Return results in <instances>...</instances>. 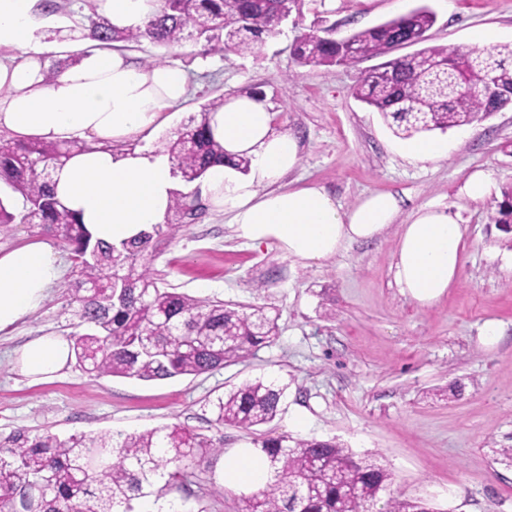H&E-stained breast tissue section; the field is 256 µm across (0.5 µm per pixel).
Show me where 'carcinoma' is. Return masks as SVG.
I'll list each match as a JSON object with an SVG mask.
<instances>
[{
    "instance_id": "1",
    "label": "carcinoma",
    "mask_w": 512,
    "mask_h": 512,
    "mask_svg": "<svg viewBox=\"0 0 512 512\" xmlns=\"http://www.w3.org/2000/svg\"><path fill=\"white\" fill-rule=\"evenodd\" d=\"M302 0H161L143 26L119 31L95 15L84 39L86 53L114 42L147 41L168 50L205 41L211 49L251 50L276 33L282 14L300 11ZM435 14L421 6L340 40L303 33L292 56L304 66H354L385 55L388 47L425 34ZM433 59L441 72L430 74ZM512 44L492 51L429 46L383 62L387 79L367 73L356 97L378 112L400 138L469 126L512 104ZM495 95L480 90L486 69ZM473 91L459 94L454 86ZM223 99L201 107L174 136L159 142L187 183L202 179L224 162V147L210 133L208 116ZM83 149L78 141H0V184L17 194L7 211L0 199V227L31 224L53 233L69 247L75 279L71 284L77 326L71 338L78 366L96 377L141 381L199 375L235 362L278 336L277 318L264 308L205 300L157 285L149 258L196 218L193 195L173 194L166 220L120 246L92 242L51 189V171ZM490 221L512 228V185ZM286 387L256 378L211 402L218 426L246 429L272 423ZM270 473L266 487L243 499L242 512H369L390 480L386 469L332 441L299 440L273 430L254 440ZM224 454L222 441L178 425L140 433L75 434L18 429L0 434V512H134L135 501H160L182 488L197 460ZM386 512H433L420 500L386 503Z\"/></svg>"
}]
</instances>
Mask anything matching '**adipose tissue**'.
Listing matches in <instances>:
<instances>
[{
	"mask_svg": "<svg viewBox=\"0 0 512 512\" xmlns=\"http://www.w3.org/2000/svg\"><path fill=\"white\" fill-rule=\"evenodd\" d=\"M36 0H0V49L20 51L16 64L0 62V130L20 139L85 140L53 174L57 198L85 224L93 238L120 244L163 223L178 188L171 158L153 150L127 149V139L154 129L165 108L187 93L186 74L175 64L135 65L119 51L97 52L63 67L46 81L52 47L33 22ZM99 12L119 30L141 27L159 0H98ZM213 138L224 148L201 196L229 216L238 238L275 244L296 260L317 263L347 244L377 239L398 225L394 280L409 298L429 305L457 280L463 257L460 213L429 204L400 221L402 200L375 192L343 207L323 187H284L301 155L294 133L277 129L275 114L258 94L229 95L209 115ZM250 160L240 171L238 157ZM61 276L53 246L36 241L0 253V331L37 310ZM27 375L48 378L60 371L69 344L37 336L19 349ZM270 479L253 449H238L224 468L230 490L260 489Z\"/></svg>",
	"mask_w": 512,
	"mask_h": 512,
	"instance_id": "ef3b65f1",
	"label": "adipose tissue"
}]
</instances>
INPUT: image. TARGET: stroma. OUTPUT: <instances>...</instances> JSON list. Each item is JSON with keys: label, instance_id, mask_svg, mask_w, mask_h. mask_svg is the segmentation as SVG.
I'll return each mask as SVG.
<instances>
[{"label": "stroma", "instance_id": "35a3bbf8", "mask_svg": "<svg viewBox=\"0 0 512 512\" xmlns=\"http://www.w3.org/2000/svg\"><path fill=\"white\" fill-rule=\"evenodd\" d=\"M56 14L37 13L46 39L61 55H80L81 28L95 0H63ZM426 5L436 15L428 45L468 48L476 29L492 47L512 44V0H305L263 45L241 53L190 45L176 57L189 74L186 100L164 110L157 130L130 147L155 148L226 94L264 96L281 127L300 143L301 165L286 185L313 183L350 207L367 193L387 191L404 211L439 203L460 206L466 248L447 295L419 304L394 282L398 225L373 241L354 243L315 264L276 245L237 238L223 212L206 207L150 260L160 286L199 298L251 304L276 315L279 334L246 358L198 375L144 382L94 377L68 360L54 379L34 382L15 351L36 336L76 333L69 249L63 275L45 305L0 332V433L27 429L72 434L136 433L179 425L220 438L229 455L249 448L255 429L216 427L211 402L258 377L287 385L272 426L296 439L334 440L376 460L391 475L382 499L430 502L437 512H512V466L497 451L512 448V230L489 220L503 186L512 183V106L482 123L447 130V159L414 162L407 142L354 89L376 66L296 65L291 48L309 30L348 36ZM477 170L491 173L490 200H461ZM494 324L496 336L485 335ZM305 426H297L296 418ZM225 462L194 469L192 495L171 499L207 512H241L240 493L211 491Z\"/></svg>", "mask_w": 512, "mask_h": 512}]
</instances>
